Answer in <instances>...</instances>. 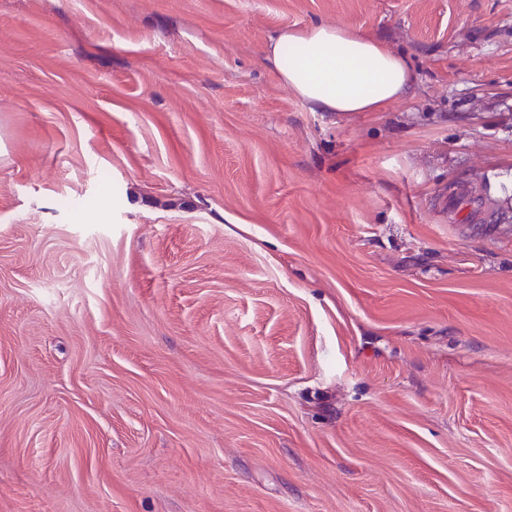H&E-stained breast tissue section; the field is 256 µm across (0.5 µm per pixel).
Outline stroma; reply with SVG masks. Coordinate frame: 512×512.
<instances>
[{
	"mask_svg": "<svg viewBox=\"0 0 512 512\" xmlns=\"http://www.w3.org/2000/svg\"><path fill=\"white\" fill-rule=\"evenodd\" d=\"M0 512H512V0H0ZM267 59L280 80L320 112H375L403 98L413 81L404 57L331 24L281 29L270 38Z\"/></svg>",
	"mask_w": 512,
	"mask_h": 512,
	"instance_id": "1",
	"label": "stroma"
}]
</instances>
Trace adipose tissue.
<instances>
[{
    "mask_svg": "<svg viewBox=\"0 0 512 512\" xmlns=\"http://www.w3.org/2000/svg\"><path fill=\"white\" fill-rule=\"evenodd\" d=\"M267 59L280 80L321 112H375L403 98L413 77L383 43L317 23L272 35Z\"/></svg>",
    "mask_w": 512,
    "mask_h": 512,
    "instance_id": "adipose-tissue-1",
    "label": "adipose tissue"
}]
</instances>
